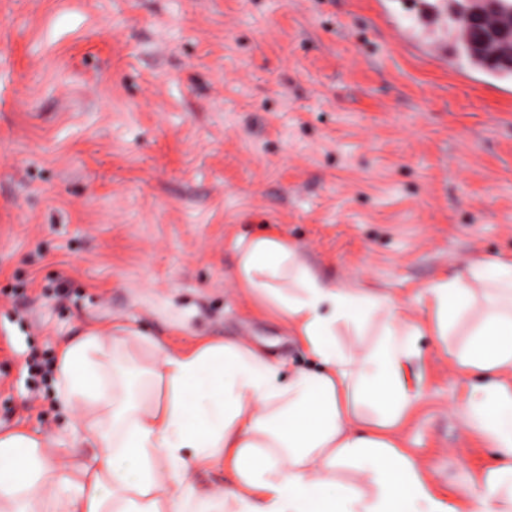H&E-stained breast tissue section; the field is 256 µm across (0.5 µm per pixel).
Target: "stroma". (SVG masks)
<instances>
[{
	"instance_id": "35a3bbf8",
	"label": "stroma",
	"mask_w": 512,
	"mask_h": 512,
	"mask_svg": "<svg viewBox=\"0 0 512 512\" xmlns=\"http://www.w3.org/2000/svg\"><path fill=\"white\" fill-rule=\"evenodd\" d=\"M447 37L413 0H0V433L89 460L28 363L92 328L314 366L238 289V238L279 234L416 321L436 276L511 258L512 97L414 47ZM462 342L419 338L403 428L452 497L495 455L462 420Z\"/></svg>"
}]
</instances>
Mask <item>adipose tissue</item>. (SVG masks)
Wrapping results in <instances>:
<instances>
[{
    "label": "adipose tissue",
    "instance_id": "ef3b65f1",
    "mask_svg": "<svg viewBox=\"0 0 512 512\" xmlns=\"http://www.w3.org/2000/svg\"><path fill=\"white\" fill-rule=\"evenodd\" d=\"M236 251L240 287L318 368L290 373L231 339L172 350L139 332H88L62 345L57 390L65 408L101 414L73 431L98 453L72 476L37 435H0V512H512V259L425 289L435 335L472 321L450 356L480 376L463 417L496 450L472 490L447 498L400 440L421 398L408 379L421 326L359 281L319 277L278 236L238 239ZM372 326L378 338L362 346ZM133 346L153 358L142 398L116 371ZM210 468L228 480L203 495L190 472Z\"/></svg>",
    "mask_w": 512,
    "mask_h": 512
}]
</instances>
